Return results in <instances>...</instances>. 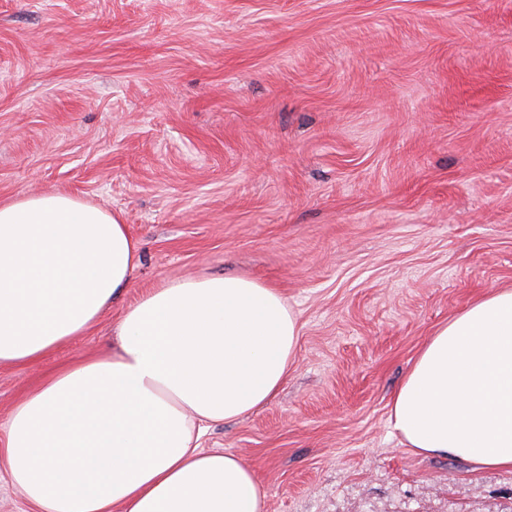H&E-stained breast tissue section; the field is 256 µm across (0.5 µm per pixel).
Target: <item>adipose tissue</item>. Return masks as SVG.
I'll use <instances>...</instances> for the list:
<instances>
[{
    "label": "adipose tissue",
    "mask_w": 512,
    "mask_h": 512,
    "mask_svg": "<svg viewBox=\"0 0 512 512\" xmlns=\"http://www.w3.org/2000/svg\"><path fill=\"white\" fill-rule=\"evenodd\" d=\"M139 247L117 215L62 194L0 204V365L82 335L128 287ZM111 354L50 374L12 409L0 468L34 512H264L255 471L202 430L269 402L298 318L239 276L169 282L129 308ZM406 446L512 471V289L438 327L392 398Z\"/></svg>",
    "instance_id": "ef3b65f1"
}]
</instances>
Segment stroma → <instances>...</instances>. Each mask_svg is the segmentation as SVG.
<instances>
[{
    "label": "stroma",
    "instance_id": "35a3bbf8",
    "mask_svg": "<svg viewBox=\"0 0 512 512\" xmlns=\"http://www.w3.org/2000/svg\"><path fill=\"white\" fill-rule=\"evenodd\" d=\"M49 193L140 260L86 333L0 366V434L152 289L239 275L294 310L296 357L201 445L265 512H512V472L389 418L435 329L512 289V0H0V203Z\"/></svg>",
    "mask_w": 512,
    "mask_h": 512
}]
</instances>
